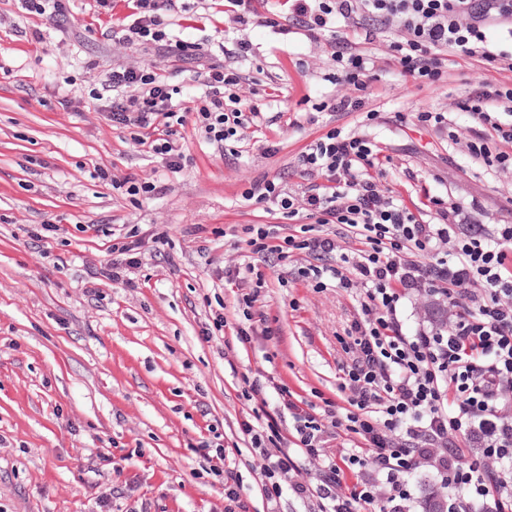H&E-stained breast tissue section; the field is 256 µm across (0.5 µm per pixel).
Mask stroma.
<instances>
[{
	"label": "stroma",
	"mask_w": 512,
	"mask_h": 512,
	"mask_svg": "<svg viewBox=\"0 0 512 512\" xmlns=\"http://www.w3.org/2000/svg\"><path fill=\"white\" fill-rule=\"evenodd\" d=\"M64 3L56 23L0 0V512H100L104 497L112 512H224L221 485L197 451L212 427L247 512H264L238 431L255 407L243 380L260 371L306 400H342L339 368L363 291L312 287L298 275L309 263L302 255L279 265L253 255L244 226L296 230L309 218L266 212L245 189L268 176L300 194V154L336 128L376 142L388 158L382 183L412 211L437 197L462 206L468 223L512 224V172L471 161L472 122L461 108L479 82L510 84L512 71L453 56L443 83L423 85L386 63L395 29L369 40L344 22L353 51L379 68L367 102L374 115L316 113L313 104L341 92L329 81L336 65L326 41L291 33L287 8L277 31L229 22L224 0H176L174 38L235 69L236 96L259 110L225 155L187 122L188 160L176 171L132 148L129 130L87 94L114 65H154L180 88L178 107L191 109L202 94L196 61L119 40L131 0ZM240 41L247 57L235 52ZM426 109L444 113L449 131L414 125ZM104 166L164 191L132 202L102 183ZM131 231L167 243L142 248L135 287L90 284L89 271L111 262L113 239ZM248 265L264 275L259 304L277 335L228 353L224 339L244 317L224 273ZM218 313L222 331L202 340Z\"/></svg>",
	"instance_id": "stroma-1"
}]
</instances>
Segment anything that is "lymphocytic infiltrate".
<instances>
[{"instance_id":"obj_1","label":"lymphocytic infiltrate","mask_w":512,"mask_h":512,"mask_svg":"<svg viewBox=\"0 0 512 512\" xmlns=\"http://www.w3.org/2000/svg\"><path fill=\"white\" fill-rule=\"evenodd\" d=\"M134 6L131 36L162 54L198 55V44L173 40L167 30L165 15L175 0H134ZM288 9L297 34L327 39L337 66L333 82L352 88L320 103L323 111H362L375 67L337 34L340 18L399 27L403 39L389 45L394 63L402 76L425 84L445 76L452 54L490 65L512 57L490 38L495 32L512 41V0H291ZM196 79L206 88L196 121L209 143L224 148L249 121L241 99L224 100L239 76L213 63ZM176 93L156 67L117 65L90 97L113 125L130 130L134 143L178 170L185 154L176 133L186 115L173 105ZM506 103L512 104V86L486 83L463 105L475 124L469 156L499 172L512 171V122L498 112ZM380 164L370 139L332 129L299 157L309 180L301 194L266 177L244 192L246 200L292 217L306 210L318 226L309 236H284L275 224L248 225L252 253L281 262L299 251L312 260L299 275L315 287L332 278L344 291L364 290L341 366L343 404L298 399L271 377L248 384V398L267 386L280 396L279 414L239 424L260 467L267 512H279L285 491L305 512H379L409 500L408 476L421 466L463 497L492 495L496 512H512V224L469 232L458 220L459 207L439 200L423 219L381 187ZM348 233L358 246L347 252L340 241ZM264 284L256 277L241 292L245 322L225 348L255 335L272 338L269 327L252 325ZM412 293L448 308L447 321L407 335L399 310ZM344 435L354 450L333 456L332 443ZM303 458L314 462V475L303 473Z\"/></svg>"}]
</instances>
